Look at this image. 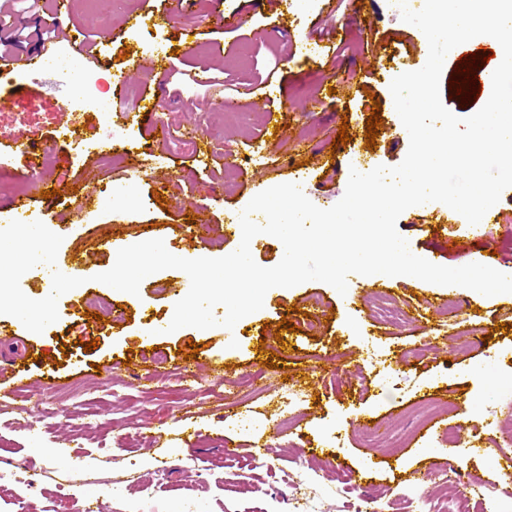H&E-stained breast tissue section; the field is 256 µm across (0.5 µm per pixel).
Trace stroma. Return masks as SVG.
I'll return each mask as SVG.
<instances>
[{"instance_id":"stroma-1","label":"stroma","mask_w":512,"mask_h":512,"mask_svg":"<svg viewBox=\"0 0 512 512\" xmlns=\"http://www.w3.org/2000/svg\"><path fill=\"white\" fill-rule=\"evenodd\" d=\"M190 0L177 11L173 0H71L72 21L54 42L39 43L40 20L54 0L26 10L30 36L14 46L19 55L48 52L41 71H18L0 83L8 97L0 106V158L32 207L44 210L61 235L60 252L83 256L84 284L58 301L59 318L43 333L28 331L15 317L0 314V464L22 482L0 486V501H23L24 512H284L282 492L299 486L297 512H390L405 499L408 512H438L412 476L429 464L450 469L468 488L478 512H494L512 494L499 474L497 458L476 454L487 423H512V397L491 394L489 380L512 383V294L484 296L459 286L428 288L412 276L370 279L352 274L346 294L309 281L270 289L262 309L234 328L184 327L169 331L173 298L185 294L187 275L164 269L146 277L138 295L97 282L121 248L163 240L173 255L218 258L241 239L231 225L257 194L302 179L306 196L323 209L343 196L352 151H366L368 168L395 166L404 159L409 137L395 109L391 81L397 62L415 53L424 34L402 21L389 0ZM246 10L243 28L215 27L216 12ZM338 30L321 60L308 59L300 40L321 21ZM115 30V42L98 47L95 68L110 79L128 71L141 55L139 39H162L170 68L158 89L156 113L170 129L167 141L152 139L144 125L120 114L132 150L114 146L113 158H99L104 125L100 114L79 118L87 151L75 153L61 132L65 102L74 93L68 70L59 64L74 39ZM197 41L198 53L181 50ZM233 41L237 51L225 56ZM380 59L374 72L367 60ZM354 71L349 87L338 77ZM223 79L242 125L224 123L209 97L210 80ZM383 120L374 149L365 143L373 104ZM274 110L281 138L265 134L264 112ZM349 122V143L335 145L341 122ZM44 150L42 174L28 172L29 146ZM261 149L268 163L248 162ZM242 157L241 168H224L225 151ZM152 155L144 172L132 162ZM127 181L132 203L112 204L104 193L113 180ZM61 198H43L45 183ZM165 196L166 205L155 204ZM151 198L140 208L135 198ZM96 211L98 221L76 219L78 208ZM211 217L205 238L189 231L197 210ZM456 213L440 202L406 209L397 221L413 253L442 266L481 263L512 275V188L506 189L485 220L482 235L455 224ZM396 299L408 319L376 320L369 306L373 291ZM98 294L120 304L124 318L105 323L87 318L73 329L69 315L84 295ZM456 295L457 314L429 309L432 297ZM426 316L425 328L415 319ZM293 330L275 337L282 318ZM488 338L474 342L469 329ZM154 343L142 345L144 334ZM93 350H84L87 342ZM195 342L197 355L180 350ZM430 344L426 356L407 366L402 349ZM276 353L274 368L265 353ZM263 378H256V371ZM52 380H45V373ZM303 401L280 413L284 392ZM429 398L455 399L468 421L447 417L460 428L456 446L422 429L414 406ZM27 405L30 416L17 413ZM391 418L396 448L381 453L354 433L356 424ZM80 434H73V427ZM270 447L268 459L253 454ZM237 449L233 458L224 451Z\"/></svg>"}]
</instances>
